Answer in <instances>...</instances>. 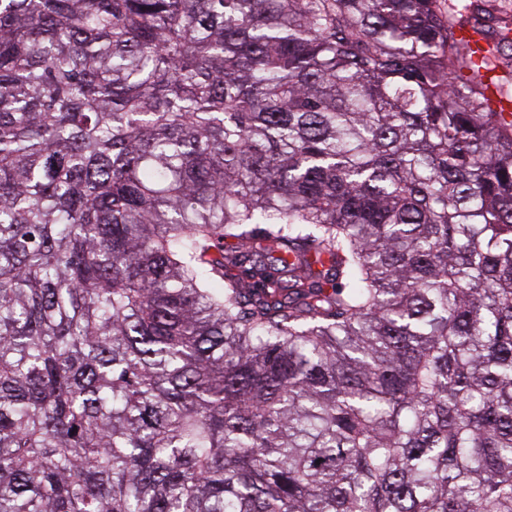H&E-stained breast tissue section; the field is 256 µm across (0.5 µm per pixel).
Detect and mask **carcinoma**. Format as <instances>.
Wrapping results in <instances>:
<instances>
[{
    "label": "carcinoma",
    "mask_w": 512,
    "mask_h": 512,
    "mask_svg": "<svg viewBox=\"0 0 512 512\" xmlns=\"http://www.w3.org/2000/svg\"><path fill=\"white\" fill-rule=\"evenodd\" d=\"M467 24L0 0V512H512V119Z\"/></svg>",
    "instance_id": "obj_1"
}]
</instances>
